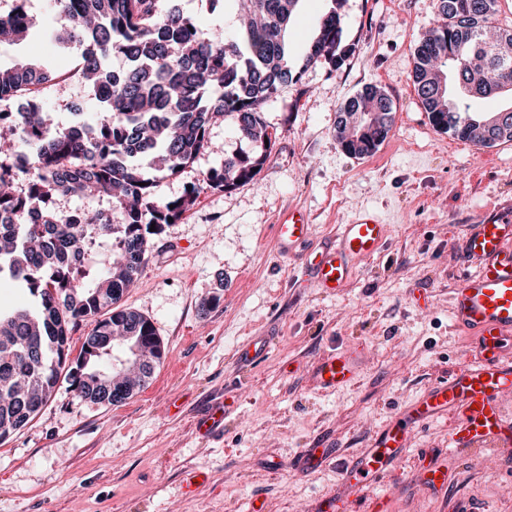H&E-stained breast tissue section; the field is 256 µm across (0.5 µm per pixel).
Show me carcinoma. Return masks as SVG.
<instances>
[{"mask_svg": "<svg viewBox=\"0 0 512 512\" xmlns=\"http://www.w3.org/2000/svg\"><path fill=\"white\" fill-rule=\"evenodd\" d=\"M236 0H208L222 12L224 31L204 36L193 16L175 0H54L67 37L50 31L55 49L78 54L54 70L25 61L0 67V103L23 100L26 107L0 123V145L12 149L0 161V291L21 284L36 308L0 309V440L27 426L46 404L60 379L81 400L119 406L144 388L164 346L152 322L123 304L127 288L147 260L150 228L160 231L168 218L178 222L205 188L231 190L250 182L262 168L269 138L263 105L279 90L296 84L320 61L336 69L356 51L343 39L339 10L329 0L303 64L289 62L288 29L300 0H250L244 15ZM499 0H437L444 24L417 44L412 82L436 128L475 146L512 142L508 120L490 125L500 108L477 111L475 103L512 96V27L495 25ZM27 0H13L0 14V35L21 41L35 26ZM118 55L125 67L115 72ZM77 78L88 88L96 112L90 119L55 122L43 107L53 82ZM376 99L386 108L364 150L372 154L395 123L393 101L377 85H366L336 113V140L346 125ZM233 120L238 134L261 152L244 154L211 169L201 185L175 199L155 195L159 179L176 176L208 145L212 121ZM85 204L60 208L64 198ZM106 198L121 215L93 203ZM94 323L90 339L72 356L71 330ZM88 370L99 383L79 382L72 369L89 353ZM136 346L152 366L134 377L120 376L118 357Z\"/></svg>", "mask_w": 512, "mask_h": 512, "instance_id": "obj_1", "label": "carcinoma"}]
</instances>
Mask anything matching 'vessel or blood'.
Returning <instances> with one entry per match:
<instances>
[{"mask_svg":"<svg viewBox=\"0 0 512 512\" xmlns=\"http://www.w3.org/2000/svg\"><path fill=\"white\" fill-rule=\"evenodd\" d=\"M278 237L285 255L324 293L344 291L357 267L375 258L385 246L388 227L371 212L336 227V234L318 249L302 253L299 245L312 236L300 210L280 215ZM450 325L469 336L464 363L428 386L398 418L377 430L367 454L343 468L341 491L326 500L328 512H354V496L382 483L411 448L416 432L430 423L449 422L448 451H420L408 483L435 493L455 484L467 456L489 453L495 469L512 463V217L487 215L468 225L462 235L461 271L448 291ZM272 340L255 336L239 351L242 363L265 357ZM363 349L352 345L319 358L312 375L324 390L350 386L364 364ZM335 462L333 449H302L293 468L308 474Z\"/></svg>","mask_w":512,"mask_h":512,"instance_id":"1","label":"vessel or blood"}]
</instances>
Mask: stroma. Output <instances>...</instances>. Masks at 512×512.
Here are the masks:
<instances>
[{
	"mask_svg": "<svg viewBox=\"0 0 512 512\" xmlns=\"http://www.w3.org/2000/svg\"><path fill=\"white\" fill-rule=\"evenodd\" d=\"M326 0H303L289 36L304 51ZM436 0H345L341 25L357 49L340 68L309 67L263 108L268 158L253 182L203 189L176 224L151 236L147 262L125 304L147 317L165 346L148 384L125 404L79 400L59 382L24 429L0 441V512H312L342 479L336 467H289L315 437L340 458L363 454L373 433L462 363L466 339L448 322V290L461 264L460 234L490 211L512 213V142L481 148L436 129L412 86L414 49ZM42 65L38 30L0 42V65ZM389 94L395 126L365 158L336 141V111L365 85ZM60 120L91 112L76 80L48 88ZM211 148L180 175L160 180L171 199L224 159L253 152L231 120L217 117ZM303 211L314 226L302 251L358 212L389 226L382 253L330 297L290 266L276 236L280 214ZM251 336L272 337L269 355L237 359ZM364 347L357 381L320 390L311 378L323 351ZM224 408V428L201 435L202 417ZM201 473L195 492L187 478ZM390 512H448L446 497L478 512H512V483L483 455L462 463L449 496L410 489L402 472L379 487Z\"/></svg>",
	"mask_w": 512,
	"mask_h": 512,
	"instance_id": "1",
	"label": "stroma"
}]
</instances>
